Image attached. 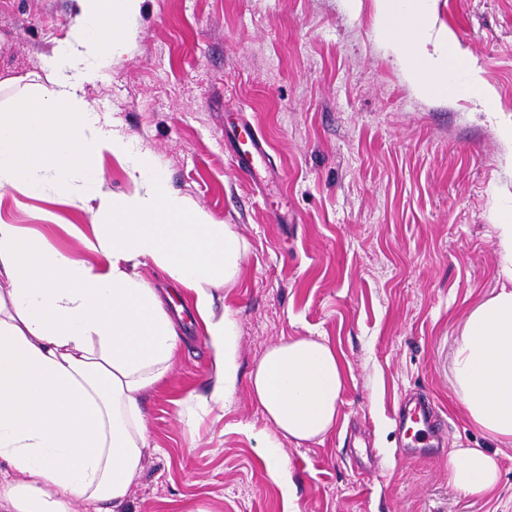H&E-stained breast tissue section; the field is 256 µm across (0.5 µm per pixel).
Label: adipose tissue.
<instances>
[{
	"instance_id": "obj_1",
	"label": "adipose tissue",
	"mask_w": 512,
	"mask_h": 512,
	"mask_svg": "<svg viewBox=\"0 0 512 512\" xmlns=\"http://www.w3.org/2000/svg\"><path fill=\"white\" fill-rule=\"evenodd\" d=\"M142 0H76L67 38L0 104V200L58 202L85 213L64 225L76 250L0 214V512H116L149 446L145 395L182 350L178 322L138 268L152 262L192 296L213 376L189 394L190 417L224 410L237 384V329L215 295L239 276L232 225L172 190L152 151L106 129L87 88L112 68L115 43ZM380 28L424 95L448 94V39L431 38V0H376ZM118 161L132 186L118 197L103 172ZM504 284L472 308L455 339L453 385L467 417L512 446V217L495 228ZM341 359L322 337L266 349L249 393L269 475L291 497L283 441L320 442L335 428ZM484 448H456L449 480L470 496L499 483Z\"/></svg>"
}]
</instances>
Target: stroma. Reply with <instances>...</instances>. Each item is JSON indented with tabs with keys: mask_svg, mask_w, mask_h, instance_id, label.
<instances>
[{
	"mask_svg": "<svg viewBox=\"0 0 512 512\" xmlns=\"http://www.w3.org/2000/svg\"><path fill=\"white\" fill-rule=\"evenodd\" d=\"M75 0H0V81L38 71L69 29ZM453 94H418L379 32L374 0H144L89 99L113 129L152 150L171 188L234 225L247 249L221 289L238 329L237 385L221 417H183L212 363L191 316L183 354L144 410L150 450L120 512H512V446L466 416L451 383L468 310L498 290L494 226L512 211V0H434ZM478 69L489 102L464 84ZM265 142L263 178L238 164ZM10 208L19 224L74 247L58 204ZM321 336L345 368L335 430L284 446V502L255 438L250 373L266 348ZM430 395L439 442L407 450L396 417ZM486 448L501 481L483 497L448 479V454Z\"/></svg>",
	"mask_w": 512,
	"mask_h": 512,
	"instance_id": "35a3bbf8",
	"label": "stroma"
}]
</instances>
